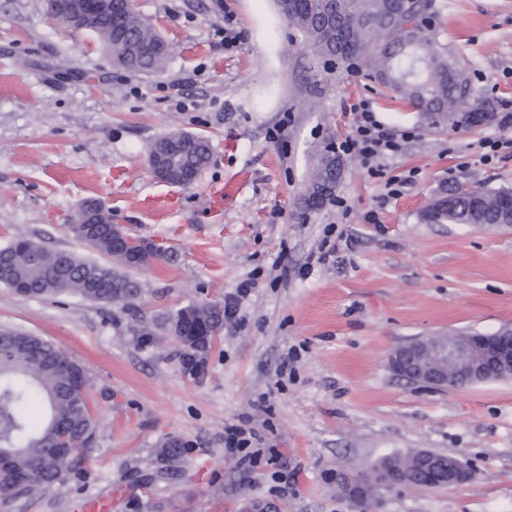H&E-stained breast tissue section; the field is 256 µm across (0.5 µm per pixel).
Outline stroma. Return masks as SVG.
<instances>
[{"mask_svg":"<svg viewBox=\"0 0 512 512\" xmlns=\"http://www.w3.org/2000/svg\"><path fill=\"white\" fill-rule=\"evenodd\" d=\"M135 8L169 44L160 71L118 68L93 38L50 17L45 0H0V247L27 238L89 255L68 226L96 198L113 223L169 255L135 271L132 309L0 285V328L43 337L80 364L100 420L80 477L10 512H75L78 499L110 490L112 512H356L337 476L417 450L458 457L471 477L397 488L386 512H512V378L443 393L388 367L408 340L512 325V226L420 220L455 184L512 186V149L487 163L478 147L512 140V127H427L363 73L316 61L276 0ZM425 25L489 111L512 104V0H431ZM359 99L386 127L417 132L387 167L413 182L386 196L348 156L334 201L305 210L316 152L345 139ZM176 130L212 146L188 187L148 169L150 142ZM232 175L243 191L213 211L210 188ZM155 195L169 197L166 213L142 208ZM325 240L335 250L320 261ZM246 280L255 286L238 298ZM233 296L235 318L191 379L164 318ZM290 352L291 373L277 376ZM229 424L277 449V463L247 473L225 457ZM168 439L185 453L167 467Z\"/></svg>","mask_w":512,"mask_h":512,"instance_id":"stroma-1","label":"stroma"}]
</instances>
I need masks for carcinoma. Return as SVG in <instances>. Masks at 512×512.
<instances>
[{
  "label": "carcinoma",
  "instance_id": "carcinoma-1",
  "mask_svg": "<svg viewBox=\"0 0 512 512\" xmlns=\"http://www.w3.org/2000/svg\"><path fill=\"white\" fill-rule=\"evenodd\" d=\"M281 13L306 37L317 56L353 60L377 81L390 97L422 112L427 124L478 125L493 113L471 96L469 79L450 57L438 52L419 23L429 9L428 0L406 7L402 0H284ZM123 28L126 42L112 45V28ZM86 32L118 65L138 72L160 70L168 53L157 49L160 35L137 11L117 2L93 18ZM165 138L178 153L171 162L179 170L200 173L212 160L209 140L200 135L171 132ZM344 168L340 155L328 144L320 151L311 182L310 199L322 204L332 197L326 188L337 183ZM425 224H512V187L491 188L482 184L458 185L435 198L420 213ZM73 236L110 263L68 251H50L31 239H16L0 250L10 262L0 269V283L24 295L76 296L111 304L135 305L141 286L131 272L144 268L112 247V225L71 224ZM183 318L187 331L203 332L192 351L205 365L212 340L204 333L224 325V305L203 302L170 313L165 322ZM0 344L9 351L0 356V512H8L14 500L43 488L64 484L79 469L78 456L69 466L57 468L52 458L60 444L58 426L72 429L74 447L91 446L98 419L92 411L88 388L77 389L71 368L77 363L40 336L0 328ZM43 411L42 425L31 424L30 406ZM161 461L170 463L182 454L183 445L169 440L161 445ZM396 480L409 487L445 485L444 469L431 468L420 458L393 456L383 460Z\"/></svg>",
  "mask_w": 512,
  "mask_h": 512
}]
</instances>
